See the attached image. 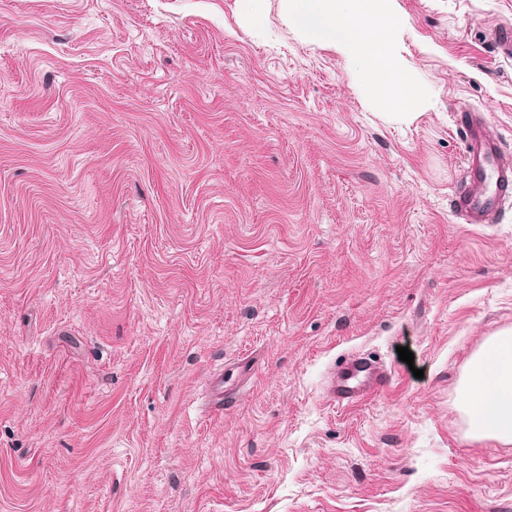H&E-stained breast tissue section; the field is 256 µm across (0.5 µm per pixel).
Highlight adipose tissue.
Returning <instances> with one entry per match:
<instances>
[{
	"label": "adipose tissue",
	"mask_w": 512,
	"mask_h": 512,
	"mask_svg": "<svg viewBox=\"0 0 512 512\" xmlns=\"http://www.w3.org/2000/svg\"><path fill=\"white\" fill-rule=\"evenodd\" d=\"M365 0H288V18L309 39L337 48L369 67L376 51L388 46V27L363 17ZM477 440L512 444V329L489 337L472 356L458 394Z\"/></svg>",
	"instance_id": "adipose-tissue-1"
}]
</instances>
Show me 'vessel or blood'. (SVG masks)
Instances as JSON below:
<instances>
[{
    "instance_id": "1",
    "label": "vessel or blood",
    "mask_w": 512,
    "mask_h": 512,
    "mask_svg": "<svg viewBox=\"0 0 512 512\" xmlns=\"http://www.w3.org/2000/svg\"><path fill=\"white\" fill-rule=\"evenodd\" d=\"M466 187L455 196L454 210L467 224L487 223L512 194V163L504 160L500 140L486 125L483 116L469 115L465 125ZM389 379L383 365L367 354H352L334 367L328 393L337 407L353 406L382 389ZM235 392L223 374L211 379L209 408L220 413L230 407Z\"/></svg>"
}]
</instances>
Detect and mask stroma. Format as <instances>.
<instances>
[{
    "instance_id": "1",
    "label": "stroma",
    "mask_w": 512,
    "mask_h": 512,
    "mask_svg": "<svg viewBox=\"0 0 512 512\" xmlns=\"http://www.w3.org/2000/svg\"><path fill=\"white\" fill-rule=\"evenodd\" d=\"M370 19L416 107L285 0H0V512H512L458 405L512 328V200L453 207L460 108L512 160V0ZM352 352L390 379L343 411ZM223 373L214 374L211 379V392L209 400L210 411L222 413L234 402V388L226 385Z\"/></svg>"
}]
</instances>
